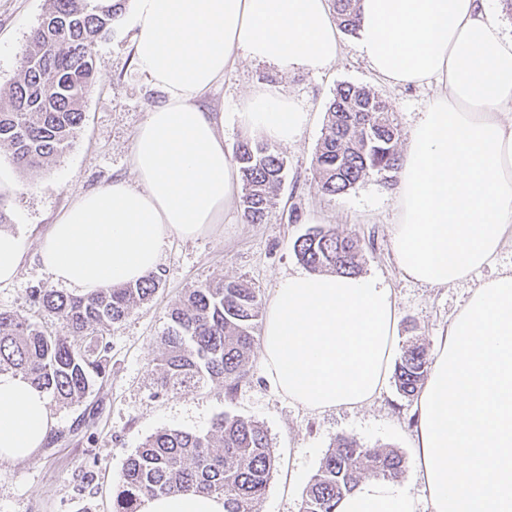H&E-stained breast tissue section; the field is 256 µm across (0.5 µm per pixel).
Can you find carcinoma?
Wrapping results in <instances>:
<instances>
[{
  "label": "carcinoma",
  "mask_w": 512,
  "mask_h": 512,
  "mask_svg": "<svg viewBox=\"0 0 512 512\" xmlns=\"http://www.w3.org/2000/svg\"><path fill=\"white\" fill-rule=\"evenodd\" d=\"M125 2L52 0L29 37L8 102L0 103V147L11 151L18 166L49 167L72 145L84 120L82 102L95 85L94 47L112 32ZM334 2L339 26L357 32L360 0ZM326 114L314 160L323 194L344 195L372 173L399 174L401 131L385 100L363 86L342 84ZM234 161L243 217L262 224L282 184L284 158L267 143L244 139ZM294 252L312 272H359L360 245L352 235L314 227L296 239ZM159 285V273L152 272L135 284L89 294L32 289L33 306L47 322L0 308V373L22 375L59 405L81 403L111 374L102 331L149 300ZM259 313L256 290L242 280L206 281L189 289L171 308L160 336V390L197 391L214 381L235 390L249 362ZM428 369L426 348L407 347L395 365L398 390L415 396ZM274 465L267 432L251 419L224 415L205 434L160 430L125 462L113 512H138L145 497L178 493L220 495L224 512H258ZM404 472L398 450L341 438L313 476L300 512H335L361 480H397Z\"/></svg>",
  "instance_id": "cac0c4a2"
}]
</instances>
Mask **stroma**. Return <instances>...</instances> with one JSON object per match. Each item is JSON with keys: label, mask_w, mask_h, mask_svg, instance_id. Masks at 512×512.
<instances>
[{"label": "stroma", "mask_w": 512, "mask_h": 512, "mask_svg": "<svg viewBox=\"0 0 512 512\" xmlns=\"http://www.w3.org/2000/svg\"><path fill=\"white\" fill-rule=\"evenodd\" d=\"M50 7V0H0V100H7L30 34ZM132 35L124 16L98 44L96 84L83 102L84 121L71 147L51 168H20L7 149H0V172L20 186L0 197L8 217L4 228L25 243L17 279L0 285V308L33 316L31 289L54 285L38 255L49 224L80 193L134 178L128 162L133 135L148 110L165 96L136 68ZM341 43L339 58L324 74L281 72L243 60L204 98L205 107L224 115V148L230 153L245 138H261L244 131L237 118L241 98L254 86L280 87L310 112V124L300 138L277 147L286 170L271 215L266 223L250 224L237 208L196 239L171 238L159 265L158 290L105 331L112 359L108 380L80 404H51L56 426L49 441L26 460L0 464V512H112L123 466L148 436L162 429L204 433L224 414L260 423L274 450L275 469L259 512H299L313 475L343 436L367 448L398 449L405 461L402 481L416 496L418 512H429L427 495L414 478L415 401L404 397L395 383H388L367 407L310 412L272 388L254 353L233 394H226L220 381L193 392L157 391L160 336L185 291L202 281L242 278L255 288L260 305H268L281 277L303 271L293 245L312 227L359 239L361 274L383 277L394 290L396 343L401 348L416 339L434 350L478 280L512 269L510 238L478 279L444 287L421 285L405 278L394 260L395 187L388 179L371 174L336 198L320 192L313 160L338 85L367 87L390 103L405 138L433 94L429 88L383 82L362 56L358 34L342 33Z\"/></svg>", "instance_id": "obj_1"}]
</instances>
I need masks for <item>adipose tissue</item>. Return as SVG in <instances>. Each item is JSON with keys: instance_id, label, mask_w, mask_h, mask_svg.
<instances>
[{"instance_id": "obj_1", "label": "adipose tissue", "mask_w": 512, "mask_h": 512, "mask_svg": "<svg viewBox=\"0 0 512 512\" xmlns=\"http://www.w3.org/2000/svg\"><path fill=\"white\" fill-rule=\"evenodd\" d=\"M489 0H360V50L397 86L434 94L416 120L394 192L395 262L441 287L491 263L512 238V36ZM133 55L165 95L137 127L134 183L78 195L42 238L43 268L87 294L157 271L170 238L223 223L239 189L224 118L201 99L239 61L323 74L342 44L328 0H134ZM310 114L282 89L245 99L238 121L296 141ZM394 290L377 276L282 277L260 359L278 394L311 412L355 409L384 389L395 354ZM417 475L431 512H512V272L481 282L439 338L416 396ZM55 420L45 393L0 373V463L26 459ZM139 512H224L217 495L143 499ZM336 512H417L409 489L366 479Z\"/></svg>"}]
</instances>
